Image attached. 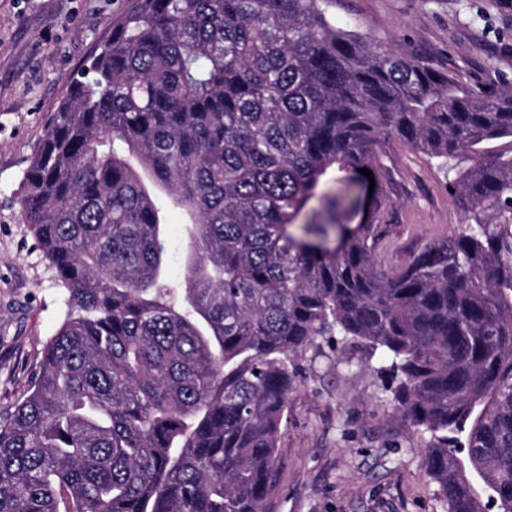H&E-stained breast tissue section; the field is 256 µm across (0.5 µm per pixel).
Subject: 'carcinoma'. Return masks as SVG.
I'll return each mask as SVG.
<instances>
[{
  "label": "carcinoma",
  "mask_w": 512,
  "mask_h": 512,
  "mask_svg": "<svg viewBox=\"0 0 512 512\" xmlns=\"http://www.w3.org/2000/svg\"><path fill=\"white\" fill-rule=\"evenodd\" d=\"M332 4L136 0L71 80L21 199L67 311L0 412V512H262L296 361L335 334L389 363L448 512L483 491L512 512V90L340 29ZM391 140L454 161L468 213L395 268L378 222L338 223L372 182L386 206ZM335 171L351 182L295 236ZM168 251L169 266L168 275L173 282H179L182 277L181 255L182 247L186 238V224L182 216L169 211L168 214Z\"/></svg>",
  "instance_id": "carcinoma-1"
}]
</instances>
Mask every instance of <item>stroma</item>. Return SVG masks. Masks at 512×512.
<instances>
[{
	"mask_svg": "<svg viewBox=\"0 0 512 512\" xmlns=\"http://www.w3.org/2000/svg\"><path fill=\"white\" fill-rule=\"evenodd\" d=\"M134 0H0V410L12 406L66 313V294L20 218L23 179L69 81L110 40ZM338 27L391 41L484 88L512 87V0H336ZM388 203L378 251L396 267L463 224L436 160L384 148ZM278 442L263 512H448L412 430L387 400L388 375L359 340L315 337Z\"/></svg>",
	"mask_w": 512,
	"mask_h": 512,
	"instance_id": "stroma-1",
	"label": "stroma"
}]
</instances>
